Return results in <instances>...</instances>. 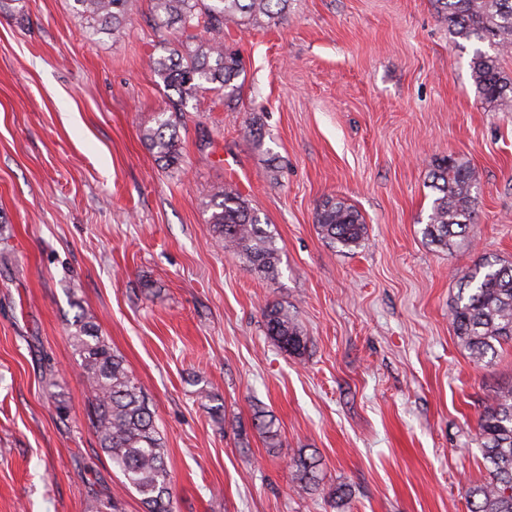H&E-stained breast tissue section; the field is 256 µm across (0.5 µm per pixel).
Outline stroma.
<instances>
[{"mask_svg": "<svg viewBox=\"0 0 512 512\" xmlns=\"http://www.w3.org/2000/svg\"><path fill=\"white\" fill-rule=\"evenodd\" d=\"M72 5L0 10V512H85L115 494L145 512L86 415L81 314L149 395L176 512H469L486 476L479 417L512 385V344L475 362L450 316L464 271L512 261V111L479 98L472 44L434 0H290L274 24L225 22L240 93L190 102L167 170L141 138L170 96L148 66L151 0H132L115 35L90 34ZM448 156L473 168L478 205L444 251L422 230L427 172ZM217 185L268 223L275 278L213 234ZM329 197L364 217L361 247L321 238ZM269 303L307 336L302 357L266 336ZM301 452L320 458L321 490L294 483Z\"/></svg>", "mask_w": 512, "mask_h": 512, "instance_id": "stroma-1", "label": "stroma"}]
</instances>
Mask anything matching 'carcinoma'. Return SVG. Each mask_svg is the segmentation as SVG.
<instances>
[{"mask_svg":"<svg viewBox=\"0 0 512 512\" xmlns=\"http://www.w3.org/2000/svg\"><path fill=\"white\" fill-rule=\"evenodd\" d=\"M91 33L117 32L128 21L131 0H73ZM160 32L162 54L149 56V67L174 89L177 98L158 113L155 125L141 138L166 169L181 163L179 128L188 103L204 90L233 97L243 73L239 51L224 41V21L273 22L288 0H151ZM453 37L488 42L476 48L471 75L482 100L501 110L512 109V77L500 58L512 53V0H435ZM429 186L435 197L423 228L432 244L449 249L464 241L476 215L475 174L464 161L446 158L432 164ZM212 232L224 248L243 259L258 275L279 274L281 258L274 235L262 225L258 211L237 190L219 185L210 195ZM321 237L332 248L350 249L365 239L366 224L352 206L336 198L324 200L316 212ZM266 335L285 353L304 354L307 337L288 311L268 304L262 311ZM451 319L459 341L476 362L512 342V263L482 258L463 274ZM75 350L89 389V419L100 448L122 476L124 490L135 491L145 512H174L164 441L150 401L123 356L87 316L74 322ZM480 448L488 478L469 488L470 512H512V387L495 393L479 422ZM293 480L304 490L319 488L317 464L302 453L292 461Z\"/></svg>","mask_w":512,"mask_h":512,"instance_id":"carcinoma-1","label":"carcinoma"}]
</instances>
